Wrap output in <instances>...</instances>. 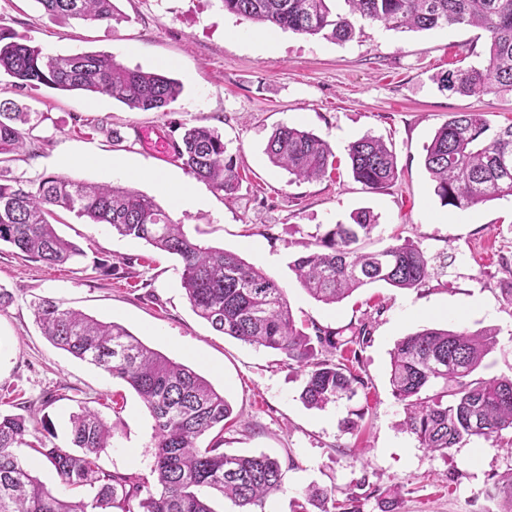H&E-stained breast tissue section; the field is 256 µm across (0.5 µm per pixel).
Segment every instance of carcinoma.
Wrapping results in <instances>:
<instances>
[{
	"instance_id": "carcinoma-1",
	"label": "carcinoma",
	"mask_w": 512,
	"mask_h": 512,
	"mask_svg": "<svg viewBox=\"0 0 512 512\" xmlns=\"http://www.w3.org/2000/svg\"><path fill=\"white\" fill-rule=\"evenodd\" d=\"M64 19L110 21L113 0H37ZM346 14L334 13L328 0H223L224 11L266 28H278L346 41L355 23H378L388 30H431L472 26L488 35L484 62L448 71L438 87L463 95L512 94V0H344ZM24 88L45 86L81 90L112 98L131 109L163 111L183 91L178 80L158 71L130 69L104 54L51 55L27 40L20 42L0 28V74ZM41 113L0 97V243L50 267L85 256L84 249L60 236L52 223L62 209L91 224H108L118 235L145 241L181 259V287L194 313L224 335L250 345L277 350L303 375L301 399L324 409L356 393L364 384L342 361L320 358L342 354L365 339L366 329L346 340L316 325L312 332L296 325L287 291L238 254L192 240L153 198L134 189L43 175L27 180L12 175V164L34 155L28 148L32 123ZM476 112H456L426 147L424 166L443 204L467 209L512 196V123L489 135ZM174 157L185 170L213 189L232 194L239 187L233 156L218 130L185 128L174 143ZM269 162L291 181L320 180L333 166L330 145L304 129L281 125L268 138ZM354 179L377 191L398 178L392 151L385 142L363 136L349 146ZM350 224H333L318 250L292 265L301 286L316 300L335 304L354 290L375 282L415 289L425 284L442 257H431L410 241L373 251L356 247L377 227L367 208L351 215ZM36 324L56 347L125 381L155 420L152 473L158 490L141 497L144 482L133 474L107 472L96 462L111 446L112 427L83 402L69 416L71 442L80 452L49 448L38 436L48 430L19 414L0 412V512H214L212 495L231 501L234 512H266V504L284 490L280 462L266 454L224 452V432L204 448L198 440L231 415L224 394L191 367L146 345L123 325L103 322L66 308L53 298L31 303ZM496 332L425 327L400 339L391 352L390 384L403 405L404 426L420 444L441 457L460 442L512 430V378L478 375L495 350ZM27 447L54 467L72 491L63 497L33 475V465L13 449ZM500 512H512V473L494 483ZM138 505H133V502ZM356 498L336 503L333 492L308 488L296 512H359Z\"/></svg>"
}]
</instances>
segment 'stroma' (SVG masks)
<instances>
[{
    "mask_svg": "<svg viewBox=\"0 0 512 512\" xmlns=\"http://www.w3.org/2000/svg\"><path fill=\"white\" fill-rule=\"evenodd\" d=\"M114 7L112 21L84 22L49 14L38 0H0V27L51 54H105L132 69L164 71L182 83L181 96L166 111H140L83 91L14 88L1 76L9 98L45 115L29 134L36 155L14 164V176L61 174L153 197L190 237L237 253L286 288L297 323L331 331L366 324L355 365L365 384L352 399L306 407L303 377L285 355L220 334L192 311L179 257L66 212L56 229L84 248L79 263L50 268L0 244V286L14 296L0 311V411L43 410L53 422L43 440L67 448L69 415L89 402L114 433L99 465L150 473V411L126 383L47 340L29 305L49 297L122 324L211 380L233 409L225 452L265 453L285 471L284 490L267 512H291L311 486L334 490L340 500L356 496L359 512H497L489 492L512 471V432L435 456L405 429L389 384L395 344L426 326L495 329L497 347L480 373L512 377V199L465 210L443 205L424 167L425 147L451 113H481L494 130L512 123V94L467 97L435 82L442 72L480 64L485 32L463 25L393 31L360 22L346 42L277 30L269 44L266 29L225 12L222 0H114ZM198 125L216 128L233 154L241 178L235 194L192 181L180 162L156 157L139 141L144 130L173 142L183 127ZM280 125L329 143L327 177L293 182L269 162L264 148ZM367 134L392 149L399 172L378 191L365 189L350 170L348 146ZM99 155L113 158L114 167L96 164ZM167 175L192 181L193 204H179L162 183ZM361 208L378 219L363 251L409 239L428 255H451L450 265L416 289L379 282L333 306L317 302L290 265L326 228L349 222ZM100 258L111 262V275L95 270ZM360 409L358 429L344 431L341 420Z\"/></svg>",
    "mask_w": 512,
    "mask_h": 512,
    "instance_id": "35a3bbf8",
    "label": "stroma"
}]
</instances>
